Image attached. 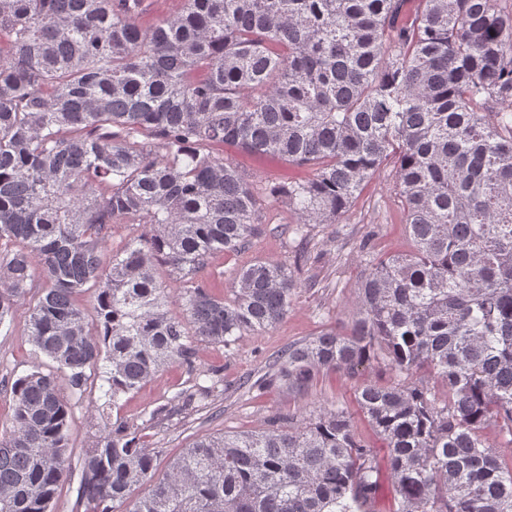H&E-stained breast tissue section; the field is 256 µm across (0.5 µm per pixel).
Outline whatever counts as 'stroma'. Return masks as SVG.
Masks as SVG:
<instances>
[{
    "label": "stroma",
    "instance_id": "35a3bbf8",
    "mask_svg": "<svg viewBox=\"0 0 512 512\" xmlns=\"http://www.w3.org/2000/svg\"><path fill=\"white\" fill-rule=\"evenodd\" d=\"M224 155L256 184L312 174L310 168L258 158L231 145L225 146ZM257 222L263 232L253 239L248 251L221 256L218 264L228 271L257 257L287 263L297 282L288 314L276 328L242 336L229 350L220 345L196 344L197 369H224L223 392L204 399L198 411L155 420L150 417L153 409L174 405L176 394L188 381L186 367L178 363L164 368L139 391L122 397L118 414L152 448L156 477H163L169 462L199 437L258 430L266 427L274 414H313L333 402L349 407L354 426L366 441H377L354 393L366 381H395L394 371L382 360H369L352 378L340 373L318 376L313 387L302 394L288 391L283 385L262 391L256 383L276 370V359L288 346L311 339L326 327L341 331L349 328L354 317L351 300L362 270L358 255L363 247L390 253L407 249L405 217L392 165H384L376 173L339 223L312 225L309 255H300L294 248L291 228L295 216L286 204L262 199ZM42 286V276H35L25 304L17 307L12 322L0 325V422L12 414L13 382L49 365L26 336L28 306L35 303ZM103 376L102 369L92 370L83 399L72 406L68 453L73 470L59 485L51 512H73L81 475L78 465L85 449L102 433L97 408L105 401Z\"/></svg>",
    "mask_w": 512,
    "mask_h": 512
}]
</instances>
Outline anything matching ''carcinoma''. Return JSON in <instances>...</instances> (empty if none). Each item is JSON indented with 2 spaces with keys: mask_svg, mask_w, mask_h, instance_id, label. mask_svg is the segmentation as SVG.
<instances>
[{
  "mask_svg": "<svg viewBox=\"0 0 512 512\" xmlns=\"http://www.w3.org/2000/svg\"><path fill=\"white\" fill-rule=\"evenodd\" d=\"M144 0H0V323L45 281L28 336L54 366L19 377L0 424V512H49L71 471L69 399L105 362L106 401L180 362L183 408L230 350L276 327L295 281L253 259L213 293L215 261L261 234L253 183L213 149L308 166L264 188L308 226L336 224L393 162L409 247L366 252L348 332L288 347L258 388L304 393L323 370L354 377L379 349L397 375L356 401L379 457L331 404L294 423L199 438L154 480L153 454L104 415L82 458L84 512H512V10L494 0H181L141 27ZM116 224L130 231L103 265ZM187 319L168 315L159 263ZM95 293V326L76 301ZM427 371L439 396L416 377ZM67 380L65 397L58 374ZM205 377L211 385L200 384ZM149 485L131 499L133 488Z\"/></svg>",
  "mask_w": 512,
  "mask_h": 512,
  "instance_id": "carcinoma-1",
  "label": "carcinoma"
}]
</instances>
